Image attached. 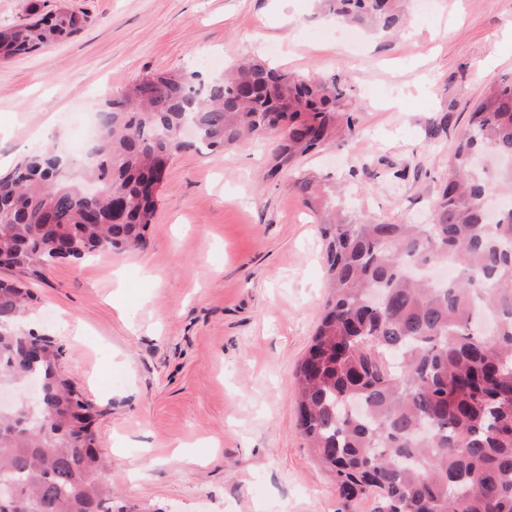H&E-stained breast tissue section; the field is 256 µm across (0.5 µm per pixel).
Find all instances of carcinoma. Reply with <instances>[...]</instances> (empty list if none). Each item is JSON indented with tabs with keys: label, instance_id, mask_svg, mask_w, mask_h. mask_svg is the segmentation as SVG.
I'll use <instances>...</instances> for the list:
<instances>
[{
	"label": "carcinoma",
	"instance_id": "carcinoma-1",
	"mask_svg": "<svg viewBox=\"0 0 512 512\" xmlns=\"http://www.w3.org/2000/svg\"><path fill=\"white\" fill-rule=\"evenodd\" d=\"M339 20L383 30L400 0H322ZM67 6L0 30V60L80 32ZM334 74L303 76L253 57L201 82L196 72L143 75L98 112L82 178L50 150L0 177V384L40 378L45 402L0 412V512H112L95 409L60 372L61 346L35 360L22 329L31 295L69 239L97 252L141 249L158 197L153 170L197 141L223 153L275 138L273 172L352 130ZM428 224L368 221L328 206L333 190L294 180L320 211L327 288L294 376L301 433L345 502L370 512H512V207L488 222L484 200L512 187V81L488 90L457 137ZM433 428L420 436L422 426Z\"/></svg>",
	"mask_w": 512,
	"mask_h": 512
}]
</instances>
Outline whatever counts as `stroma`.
Instances as JSON below:
<instances>
[{
  "mask_svg": "<svg viewBox=\"0 0 512 512\" xmlns=\"http://www.w3.org/2000/svg\"><path fill=\"white\" fill-rule=\"evenodd\" d=\"M88 16L55 46L0 61V172L24 149L86 151L89 102L146 73L222 75L261 56L336 74L355 133L272 173L275 140L171 161L139 251L53 263L31 282L33 329L93 402L114 512H369L343 508L298 428L293 376L326 296L319 218L294 172L380 221L430 223L458 132L512 80V0H416L388 34L317 0H69ZM451 36H443L445 27ZM446 116V133H430Z\"/></svg>",
  "mask_w": 512,
  "mask_h": 512,
  "instance_id": "1",
  "label": "stroma"
}]
</instances>
